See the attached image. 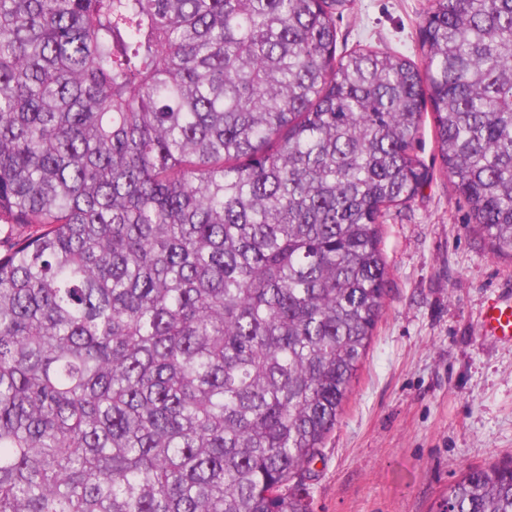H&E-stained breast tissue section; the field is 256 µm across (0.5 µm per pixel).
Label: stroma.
<instances>
[{
    "instance_id": "35a3bbf8",
    "label": "stroma",
    "mask_w": 512,
    "mask_h": 512,
    "mask_svg": "<svg viewBox=\"0 0 512 512\" xmlns=\"http://www.w3.org/2000/svg\"><path fill=\"white\" fill-rule=\"evenodd\" d=\"M428 0H355L346 49L420 60ZM432 177L382 228L389 295L335 429L304 477L313 512H436L471 467L512 459V344L481 335L488 301L512 293L440 169L434 129L416 143Z\"/></svg>"
}]
</instances>
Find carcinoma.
Segmentation results:
<instances>
[{"label":"carcinoma","instance_id":"1","mask_svg":"<svg viewBox=\"0 0 512 512\" xmlns=\"http://www.w3.org/2000/svg\"><path fill=\"white\" fill-rule=\"evenodd\" d=\"M351 5L0 0V512H312L427 111L512 259V0H430L420 65L337 52Z\"/></svg>","mask_w":512,"mask_h":512}]
</instances>
